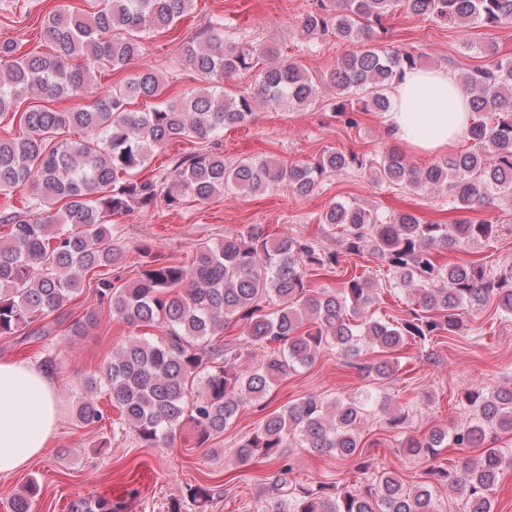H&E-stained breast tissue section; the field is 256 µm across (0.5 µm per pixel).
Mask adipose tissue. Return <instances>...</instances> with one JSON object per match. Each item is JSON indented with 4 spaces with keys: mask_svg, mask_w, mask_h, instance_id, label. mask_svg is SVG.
Returning a JSON list of instances; mask_svg holds the SVG:
<instances>
[{
    "mask_svg": "<svg viewBox=\"0 0 512 512\" xmlns=\"http://www.w3.org/2000/svg\"><path fill=\"white\" fill-rule=\"evenodd\" d=\"M388 134L406 149L437 154L462 137L471 120L470 98L443 68L416 69L390 91ZM53 383L36 366L0 360V474L24 468L57 431Z\"/></svg>",
    "mask_w": 512,
    "mask_h": 512,
    "instance_id": "ef3b65f1",
    "label": "adipose tissue"
}]
</instances>
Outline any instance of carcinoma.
Returning a JSON list of instances; mask_svg holds the SVG:
<instances>
[{"label": "carcinoma", "mask_w": 512, "mask_h": 512, "mask_svg": "<svg viewBox=\"0 0 512 512\" xmlns=\"http://www.w3.org/2000/svg\"><path fill=\"white\" fill-rule=\"evenodd\" d=\"M194 3L104 0L91 12L50 11L42 27L58 47L51 56L23 53L17 42L0 40V117L10 113L25 129L19 138L0 135V195L31 188L24 211L0 212V223L10 227L9 238L0 244V336L50 316L60 318L84 288L87 273L118 264L122 251L112 244V216L133 203L172 206L187 193L205 202L223 190L257 194L274 186L306 197L328 175L361 169L378 182L410 190L445 188L452 209L512 199V59L498 56L493 44L483 49L485 64L461 77L474 114L465 133L469 147L422 169L395 148L379 160L335 150L312 163L250 158L234 166L219 152L197 150L158 177H141L155 153L176 139L217 140L224 129L250 122L261 106L302 109L320 96L319 85L301 64L280 57L275 47L225 45L224 22L218 20L181 44V62L201 85L176 98L166 96L157 72L141 64L89 108L25 105L86 96L96 73L119 70L141 56L142 32L170 29ZM399 7L455 28L512 25V0H316L300 21L299 33L308 42L332 33L352 45L322 81L336 92L332 111L352 127L358 124L353 112L390 111L393 83L421 67L420 55L411 50L372 44ZM261 57L265 63L256 89L233 92L225 86L256 67ZM139 98L155 105L146 111L128 109ZM60 200L63 204L55 207ZM317 220L343 227L345 252L379 260L391 275L390 287L412 297L416 307L391 321L364 315L376 297L365 270L345 271L333 291L309 289L308 272H336L338 253L307 239L273 240L260 224L217 245L199 244L188 268L150 258L151 247L144 245L141 253L148 261L132 281L100 278L94 290L112 315L133 326L159 327L162 337L132 336L112 349L99 375L86 379L87 396L76 409L79 421L88 426L103 420L94 398L103 387L120 413L121 427L135 432L145 447L168 445L186 423L194 426L202 444L223 435L244 405L262 400L290 373L311 366L327 346L355 360L365 347L378 353L360 368L377 380H389L408 340L421 344L458 335L464 307L493 302L496 310L512 315V274L495 275L480 259L447 264L437 258L441 249L492 238L494 225L488 221L446 224L409 211L386 215L355 202H336ZM267 298L276 301L275 311L264 310ZM349 311L357 322L348 318ZM230 321L243 323L247 342H275L277 352L257 368L238 371L236 350L210 341ZM371 405L391 429L404 428L405 411L370 390L330 402L302 397L268 414L234 451L239 461L258 456L276 465L258 496L259 512H436L431 481L408 486L361 459L357 423ZM460 405V424L420 438L406 436L404 452L428 459L443 448L481 449L477 458L434 474L464 498L466 512H493L492 492L500 475L512 468V448L486 440L490 433L512 432V388L468 390ZM295 443L354 460L368 484L340 491L326 483L297 482L283 452ZM38 492L35 483L27 485L11 499L10 512H31ZM190 497L205 512L214 492L194 486ZM125 510L123 500L71 505V512Z\"/></svg>", "instance_id": "1"}]
</instances>
